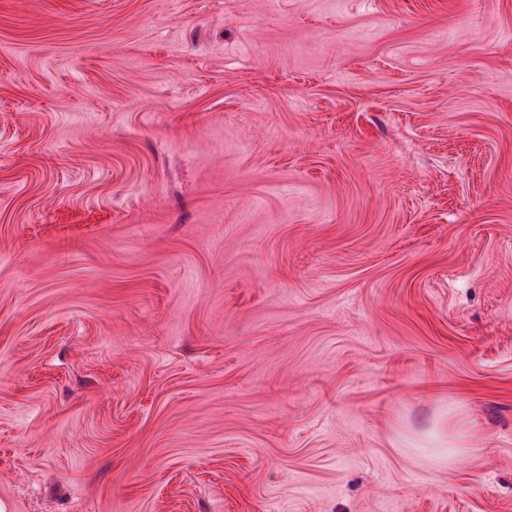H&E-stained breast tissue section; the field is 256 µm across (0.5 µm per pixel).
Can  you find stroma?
<instances>
[{
  "label": "stroma",
  "instance_id": "35a3bbf8",
  "mask_svg": "<svg viewBox=\"0 0 512 512\" xmlns=\"http://www.w3.org/2000/svg\"><path fill=\"white\" fill-rule=\"evenodd\" d=\"M0 505L512 512V0H0Z\"/></svg>",
  "mask_w": 512,
  "mask_h": 512
}]
</instances>
